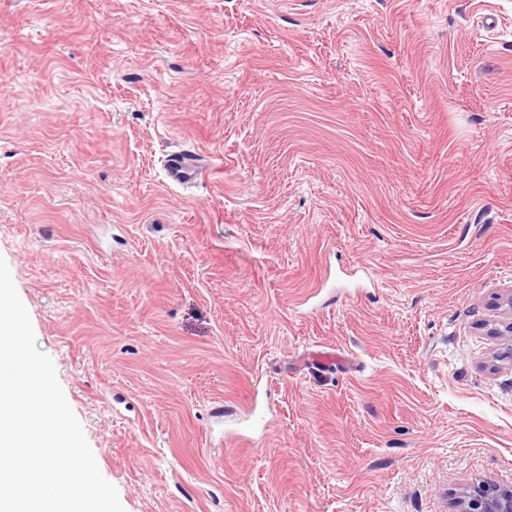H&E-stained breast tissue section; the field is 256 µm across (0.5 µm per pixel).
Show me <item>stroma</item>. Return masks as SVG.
Here are the masks:
<instances>
[{
	"instance_id": "35a3bbf8",
	"label": "stroma",
	"mask_w": 512,
	"mask_h": 512,
	"mask_svg": "<svg viewBox=\"0 0 512 512\" xmlns=\"http://www.w3.org/2000/svg\"><path fill=\"white\" fill-rule=\"evenodd\" d=\"M1 100L0 257L124 512L512 491V0H0ZM168 178L178 184L188 183L195 175L192 159L186 152L171 154L165 161Z\"/></svg>"
}]
</instances>
